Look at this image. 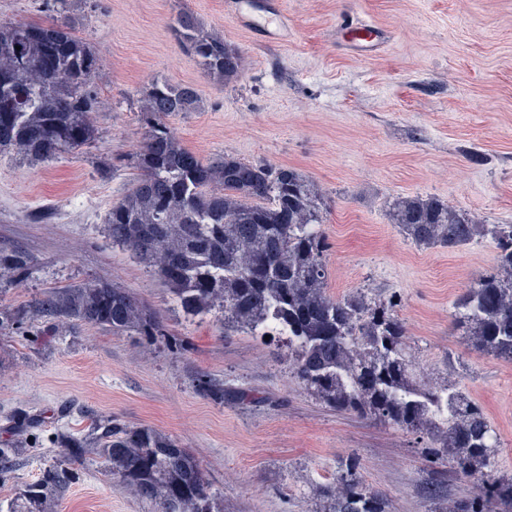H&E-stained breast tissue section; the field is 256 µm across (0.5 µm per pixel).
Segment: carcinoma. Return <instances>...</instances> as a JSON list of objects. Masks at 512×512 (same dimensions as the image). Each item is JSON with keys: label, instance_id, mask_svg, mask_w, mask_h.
Masks as SVG:
<instances>
[{"label": "carcinoma", "instance_id": "cac0c4a2", "mask_svg": "<svg viewBox=\"0 0 512 512\" xmlns=\"http://www.w3.org/2000/svg\"><path fill=\"white\" fill-rule=\"evenodd\" d=\"M75 2L54 0L63 14L55 24L25 25L39 32L35 38L24 37L21 24L0 23V77H8L0 82V110L12 116L9 132L0 135V153L48 161L80 152L96 139L97 58L73 32L67 13ZM172 28L208 75L226 81L240 76L238 49L205 31L193 13H178ZM49 45L57 57L48 70L37 62ZM199 107L194 86L152 83L143 112L156 123L136 150L140 174L106 216L112 244L153 270L187 313L215 312L224 323L262 338L266 318L288 327L278 342L308 394L340 411L426 431V456L450 463L459 478L476 479L471 493L452 502V512H488L494 502H512V481L498 475L499 445L482 406L459 386L427 388L412 378V347L397 296L328 293L326 208L317 185L294 168L228 154L203 160L166 122ZM391 216L419 246L455 249L487 235L497 245L496 269L512 271V224H479L435 197L398 198ZM33 266V256L22 249L0 250V281L22 284ZM509 293L512 288L502 287L497 273L484 276L454 303L453 325L477 348L512 361ZM39 320L98 326L117 335H158L147 306L101 279L52 288L28 304L0 309V329ZM57 444L59 465L31 487L27 512H43L69 483V463L86 452L102 458L150 512H215V494L197 460L168 435L101 419L80 437L58 433ZM319 497L330 502L329 512H387L385 499L365 486L354 459L342 463L336 482L321 486Z\"/></svg>", "mask_w": 512, "mask_h": 512}]
</instances>
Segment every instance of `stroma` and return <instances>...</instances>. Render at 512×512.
Returning a JSON list of instances; mask_svg holds the SVG:
<instances>
[{"label": "stroma", "instance_id": "obj_1", "mask_svg": "<svg viewBox=\"0 0 512 512\" xmlns=\"http://www.w3.org/2000/svg\"><path fill=\"white\" fill-rule=\"evenodd\" d=\"M226 2L79 0L73 19L99 64L96 140L39 163L0 154V248L35 258L26 287L0 290V305L101 278L148 304L165 331L155 341L46 322L0 331V444L22 448L0 470V512H16L53 468L57 433L106 418L188 448L224 512H325L315 489L351 457L388 512L434 507L422 489L437 465L415 434L316 400L275 342L188 315L113 245L105 217L138 174L133 153L151 123L139 106L156 80L197 88L199 111L168 122L201 158L289 166L315 182L327 203L329 293L399 294L411 346L435 378L461 383L483 407L499 468L512 476V361L453 328L456 298L496 267L495 243L426 248L390 218L395 198L435 196L483 223L512 224V0H278L274 41L242 29ZM182 10L239 49L238 79L210 77L180 48L171 23ZM358 18L387 32L376 54L338 43V26ZM23 414L36 427L19 431ZM70 470L45 512H145L98 456Z\"/></svg>", "mask_w": 512, "mask_h": 512}]
</instances>
